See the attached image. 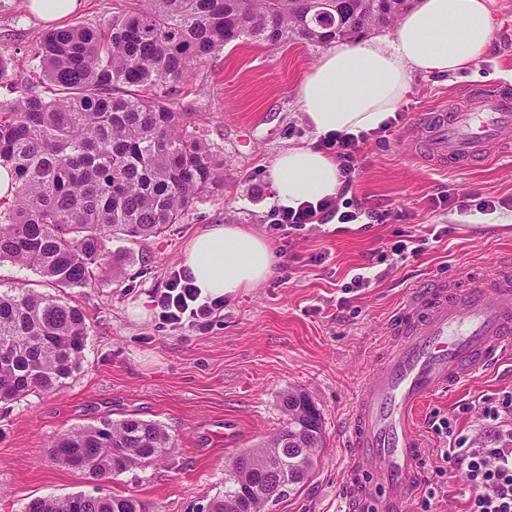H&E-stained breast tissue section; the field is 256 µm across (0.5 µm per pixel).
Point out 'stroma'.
Returning <instances> with one entry per match:
<instances>
[{
  "label": "stroma",
  "mask_w": 512,
  "mask_h": 512,
  "mask_svg": "<svg viewBox=\"0 0 512 512\" xmlns=\"http://www.w3.org/2000/svg\"><path fill=\"white\" fill-rule=\"evenodd\" d=\"M0 0V54L11 62L0 78V101L10 89L34 85L46 92L37 52L49 26L24 6ZM492 44L474 71L415 77L391 128L368 131L361 168L340 189L339 207L389 211L386 222L338 230L336 218L294 236L284 262L253 288L226 297L224 311L206 329L162 324L158 307L141 321L129 308L153 299L182 269L189 240L214 224H238L265 235L272 191L269 168L291 146L316 145L298 88L323 44L281 46L233 43L194 65L183 102L224 164V184L179 221L146 241L115 239L111 250L132 257L122 284L96 279L69 289L90 327L83 368L61 391L0 405V512H21L37 496L130 495L147 512H198L224 489V467L241 451L266 441L284 421L280 396L294 388L319 410L326 446L311 478L268 512H341L349 456L346 423L369 369L388 351L396 308L418 285L453 280L461 272L489 278L512 255V210L479 212L484 199L512 198V151L463 170L417 158L409 125L435 106L468 92L512 84V0H490ZM448 202L434 206L437 197ZM439 241L429 240L430 230ZM427 237L420 256L386 259L398 235ZM372 267L370 287L345 292L357 269ZM512 391V357L437 395L415 425L424 446L426 477L408 512H463L470 495L464 466L434 470L439 442L428 430L431 412L453 415L470 430L472 406L484 394ZM136 414L165 425L176 447L161 462L107 483H93L50 461L51 439L101 416Z\"/></svg>",
  "instance_id": "stroma-1"
}]
</instances>
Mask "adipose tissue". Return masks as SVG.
I'll use <instances>...</instances> for the list:
<instances>
[{"label": "adipose tissue", "mask_w": 512, "mask_h": 512, "mask_svg": "<svg viewBox=\"0 0 512 512\" xmlns=\"http://www.w3.org/2000/svg\"><path fill=\"white\" fill-rule=\"evenodd\" d=\"M494 20L487 0H421L393 39L342 44L324 53L300 87L301 110L314 134L379 128L409 93L417 74H454L490 48ZM277 205L298 207L335 196V158L308 146L283 150L270 171ZM185 267L202 296L219 298L267 280L274 257L258 234L216 224L185 249Z\"/></svg>", "instance_id": "adipose-tissue-1"}]
</instances>
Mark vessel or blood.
I'll return each instance as SVG.
<instances>
[{
    "label": "vessel or blood",
    "instance_id": "obj_1",
    "mask_svg": "<svg viewBox=\"0 0 512 512\" xmlns=\"http://www.w3.org/2000/svg\"><path fill=\"white\" fill-rule=\"evenodd\" d=\"M512 92L489 90L429 113L418 130L437 166L468 168L506 144ZM487 284L413 288L395 314L390 348L361 386L347 427L344 512H403L424 473L415 411L512 351V257Z\"/></svg>",
    "mask_w": 512,
    "mask_h": 512
}]
</instances>
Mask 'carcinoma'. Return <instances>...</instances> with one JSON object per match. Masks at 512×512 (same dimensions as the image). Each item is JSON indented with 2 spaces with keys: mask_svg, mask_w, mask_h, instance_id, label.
I'll list each match as a JSON object with an SVG mask.
<instances>
[{
  "mask_svg": "<svg viewBox=\"0 0 512 512\" xmlns=\"http://www.w3.org/2000/svg\"><path fill=\"white\" fill-rule=\"evenodd\" d=\"M414 0H132L103 26L48 31L38 52L44 98L12 88L0 102V167L15 174L0 198V262L39 273L59 288L88 284L93 270L122 282L129 255L112 238L156 236L224 181V165L196 132V113L176 101L195 63L237 41L328 43L397 25ZM89 326L80 307L26 288L0 289V403L51 394L82 368ZM306 398L281 396L284 425L225 467L224 492L210 512H232L239 482L258 483L288 462L272 447L291 437L304 484L326 445L321 414L294 422ZM175 448L158 422L100 417L51 440L49 457L87 480L110 479L154 464ZM23 512H145L131 496L30 499Z\"/></svg>",
  "mask_w": 512,
  "mask_h": 512,
  "instance_id": "obj_1",
  "label": "carcinoma"
}]
</instances>
